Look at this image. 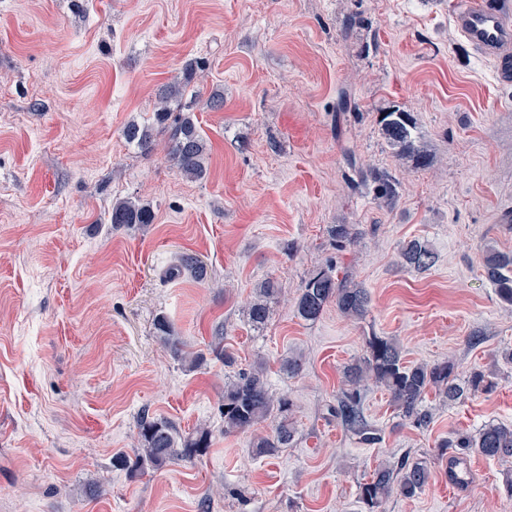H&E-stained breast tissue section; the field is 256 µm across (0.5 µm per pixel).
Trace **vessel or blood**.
<instances>
[{"instance_id": "b4317fda", "label": "vessel or blood", "mask_w": 512, "mask_h": 512, "mask_svg": "<svg viewBox=\"0 0 512 512\" xmlns=\"http://www.w3.org/2000/svg\"><path fill=\"white\" fill-rule=\"evenodd\" d=\"M463 34L479 53L494 60L502 81L512 80V5L470 0L458 15Z\"/></svg>"}]
</instances>
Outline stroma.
<instances>
[{
  "mask_svg": "<svg viewBox=\"0 0 512 512\" xmlns=\"http://www.w3.org/2000/svg\"><path fill=\"white\" fill-rule=\"evenodd\" d=\"M465 3L0 0V512H365L359 483L407 457L427 461L430 481L384 512H512V462L467 455L456 486L441 445L512 424V307L480 268L484 244L512 255V228L497 221L512 209V83L460 31ZM192 60L209 148L199 180L177 172L165 142L144 153L122 134L151 122L160 87ZM344 91L354 107L338 132ZM398 108L431 167L384 142L379 115ZM350 154L397 180L395 208L361 184ZM126 198L150 205L153 224L113 231L112 204ZM334 224L362 235L336 249ZM414 238L436 254L420 273L398 262ZM183 252L204 261L205 280L167 276ZM328 263L368 290L364 319L333 306L314 322L296 315L293 297ZM268 278L284 298L257 331L246 309ZM159 315L203 355L198 368L158 342ZM372 333L395 337L405 364L451 360L496 386L450 403L428 395L426 429L368 388L362 413L380 439L362 442L332 409ZM259 361L297 428L272 457L252 446L270 423L228 435L221 416L227 377ZM145 414L208 426V454L136 479L113 468ZM91 481L99 497L84 495Z\"/></svg>",
  "mask_w": 512,
  "mask_h": 512,
  "instance_id": "stroma-1",
  "label": "stroma"
}]
</instances>
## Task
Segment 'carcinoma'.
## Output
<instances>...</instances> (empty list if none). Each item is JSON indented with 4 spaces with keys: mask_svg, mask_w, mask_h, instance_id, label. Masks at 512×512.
I'll use <instances>...</instances> for the list:
<instances>
[{
    "mask_svg": "<svg viewBox=\"0 0 512 512\" xmlns=\"http://www.w3.org/2000/svg\"><path fill=\"white\" fill-rule=\"evenodd\" d=\"M196 61L184 68L183 79L164 86L159 93V107L149 125L129 123L123 130L125 140L143 152L153 149L156 138L168 141L170 159L177 171L190 179H201L207 171V147L197 127L190 105L185 102L186 88L198 68ZM380 131L393 154L414 168H425L434 161V154L420 140L412 113L394 109L381 113ZM350 167L359 180L372 185L375 199L387 208H394L399 199L397 183L392 175L376 168L357 166L355 158L348 157ZM154 214L149 205L130 198L112 205L110 224L114 229L145 228L153 223ZM329 235L341 247L357 242L361 232L353 224H333ZM483 269L486 278L494 285L499 299L512 306V256L497 251L490 245L482 248ZM402 267L426 271L435 263L436 256L430 244L413 239L402 244L399 251ZM202 281L207 277V267L196 255L184 254L179 264L170 269L175 278L182 271ZM280 288L272 279L257 288L246 316L251 326L263 329L271 315L272 303L278 299ZM345 317L363 318L369 306L365 288L349 276L338 277L335 267L327 265L313 271L299 289L294 308L305 321L318 320L329 305ZM156 337L172 357L193 369L200 363V356L183 349L172 324L165 316L155 322ZM345 389L337 399L333 413L343 426L364 442L377 440V433L364 420L360 401L361 392L368 386L380 387L388 392L390 404L401 419L414 427L425 429L432 422V413L426 398L434 394L440 399L454 402L495 387L490 375L479 369L458 382L455 364L443 361L428 364L406 365L397 339L388 336H369L361 357L346 366ZM224 433L246 432L268 419L274 421L270 433L258 435L253 448L261 456H273L279 449L294 441L296 429L292 421V403L288 397L275 396L270 388L266 370L258 363L224 381ZM139 446L133 454L120 453L113 459V466L137 478L147 471H159L180 462L191 463L205 456L212 445L211 430L198 426L184 433L171 420L161 417L141 416L137 423ZM443 448H456L462 453H475L488 459L512 460V425L490 423L477 434L451 433L441 443ZM431 471L426 462L402 461L398 468L378 467L371 477L358 486L359 500L367 512H379L383 502L392 493L411 498L421 493L428 484Z\"/></svg>",
    "mask_w": 512,
    "mask_h": 512,
    "instance_id": "carcinoma-1",
    "label": "carcinoma"
}]
</instances>
